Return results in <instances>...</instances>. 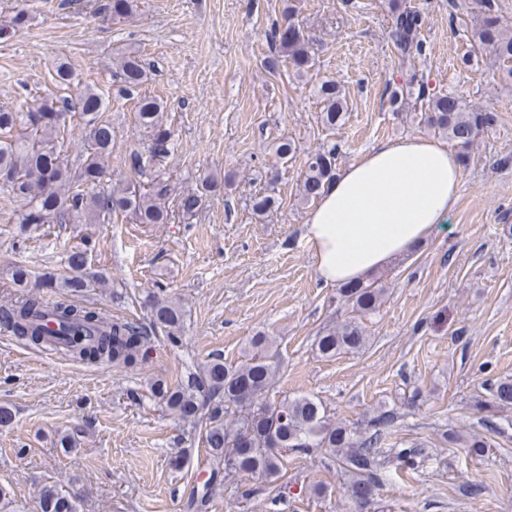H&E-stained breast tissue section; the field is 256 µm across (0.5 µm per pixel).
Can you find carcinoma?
I'll use <instances>...</instances> for the list:
<instances>
[{
  "label": "carcinoma",
  "mask_w": 512,
  "mask_h": 512,
  "mask_svg": "<svg viewBox=\"0 0 512 512\" xmlns=\"http://www.w3.org/2000/svg\"><path fill=\"white\" fill-rule=\"evenodd\" d=\"M477 4L481 20L471 31L469 58L487 52L498 63L509 64L505 75L512 79V30L502 22L495 0H477ZM136 8L135 0H112L99 10L125 18ZM390 18L395 55L400 59L423 55V14L407 0H393ZM268 38L279 49L278 55L266 58L268 68L278 69L284 56L293 76L312 81L313 39L295 22L293 13L273 24ZM118 61L121 81L129 89L138 88L146 76L140 57L128 51L121 53ZM314 88L323 104V124L328 128L343 125L348 105L340 84L322 79ZM391 104L398 112L413 109L414 118L421 124L456 142L464 168L469 165V149L474 141L496 123L493 112L476 106L459 91L431 93L422 88L411 103L395 91ZM105 111L103 98L90 87L73 98L40 99L25 113L0 108V178L25 201L16 223L29 224L34 212L43 224H110L119 217L136 224L169 223L167 201L173 188L156 170L173 148V131L162 121V104L152 97L137 99L135 120L148 130L150 145L144 150L132 149L121 159L134 177L106 186L103 180L112 160L113 129ZM69 112L79 114L86 130L83 160L75 177L63 156L65 123L57 120ZM19 125L24 128L21 135L15 134ZM337 159L334 148L319 150L307 158L298 189L301 201L308 203L320 197L336 176ZM216 187L211 175L199 178L198 188L178 195V215L185 220L196 218ZM250 202L258 217L275 206L268 195L255 194ZM67 263L69 275L62 278L60 287L80 295L88 287L87 250L71 251ZM30 280L31 271L26 266L12 267L11 281L21 293L0 308V323L36 346L45 345L48 329L43 321L50 314L61 335L70 337L67 351L78 361L135 366L147 359L153 336L162 331L174 340L183 326L181 302L153 295L149 299L151 327L114 318L103 331L105 312L65 302L51 305L39 293L26 290ZM384 294L385 289L374 281L340 287L339 301L350 317L316 337L318 355L332 359L362 351L368 343L363 320L380 308ZM282 369L275 339L259 333L252 337L239 362H206L189 373L185 383L155 384L152 396L169 415L201 434L209 455L224 463V469H214L216 477L221 472L226 476L243 473L270 482L279 477L288 452L311 454L326 448L341 473L348 500L363 507L374 501L389 470L416 466L417 458L424 453L423 446L400 441L385 444L393 423V416L387 412L358 425H347L333 420L322 403L310 397L274 399ZM490 396L489 408L512 406V377L497 379L491 385ZM39 512L77 510L73 500L55 486L46 485L39 495Z\"/></svg>",
  "instance_id": "1"
}]
</instances>
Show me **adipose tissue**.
<instances>
[{
	"label": "adipose tissue",
	"mask_w": 512,
	"mask_h": 512,
	"mask_svg": "<svg viewBox=\"0 0 512 512\" xmlns=\"http://www.w3.org/2000/svg\"><path fill=\"white\" fill-rule=\"evenodd\" d=\"M460 173L455 152L421 136L379 143L339 170L305 223L317 277L359 281L425 244L457 201Z\"/></svg>",
	"instance_id": "adipose-tissue-1"
}]
</instances>
